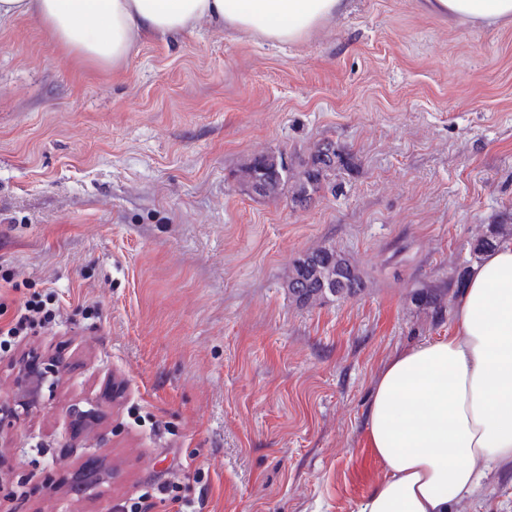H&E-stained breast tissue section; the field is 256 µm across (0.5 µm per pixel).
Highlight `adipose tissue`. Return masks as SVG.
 Segmentation results:
<instances>
[{"mask_svg": "<svg viewBox=\"0 0 512 512\" xmlns=\"http://www.w3.org/2000/svg\"><path fill=\"white\" fill-rule=\"evenodd\" d=\"M433 11L493 26L512 0H429ZM348 0H0V24L41 22L76 59L120 65L136 42L193 28L200 19L287 45ZM455 332L390 358L365 412L383 478L354 512H451L471 493L478 464L512 462V240L470 269Z\"/></svg>", "mask_w": 512, "mask_h": 512, "instance_id": "ef3b65f1", "label": "adipose tissue"}]
</instances>
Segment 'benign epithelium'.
Returning a JSON list of instances; mask_svg holds the SVG:
<instances>
[{"label":"benign epithelium","instance_id":"1","mask_svg":"<svg viewBox=\"0 0 512 512\" xmlns=\"http://www.w3.org/2000/svg\"><path fill=\"white\" fill-rule=\"evenodd\" d=\"M66 363L58 358L46 357L37 349L29 350L16 368L11 394L0 399V434L14 427L21 416L28 414L38 402L43 388L54 390L63 377ZM66 413L73 424L74 433H80L94 418L97 410H83L70 405Z\"/></svg>","mask_w":512,"mask_h":512}]
</instances>
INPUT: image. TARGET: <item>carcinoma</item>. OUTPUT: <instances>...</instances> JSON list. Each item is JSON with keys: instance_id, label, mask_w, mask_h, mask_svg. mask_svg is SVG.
<instances>
[{"instance_id": "cac0c4a2", "label": "carcinoma", "mask_w": 512, "mask_h": 512, "mask_svg": "<svg viewBox=\"0 0 512 512\" xmlns=\"http://www.w3.org/2000/svg\"><path fill=\"white\" fill-rule=\"evenodd\" d=\"M284 151L267 150L251 157L241 169V178L248 184L259 180L265 185V195L278 196L289 180H294L297 190L294 191L293 202L302 205L312 195L336 180V173L349 166L348 154L339 149L327 153L315 150L309 161L299 165L286 175L282 173ZM512 235V229L504 224L492 226L488 234L477 239L470 249L473 259L491 249L494 244ZM469 267L463 266L455 270L450 282L426 284L419 289L417 297L420 303L432 313L439 314L446 309V298L450 284L462 287L466 280ZM331 281L333 288L322 287V282ZM362 281L355 268L342 254L330 247H320L297 257L293 264L286 288L288 296L296 303L306 305L324 299L341 300L357 295L361 291Z\"/></svg>"}]
</instances>
